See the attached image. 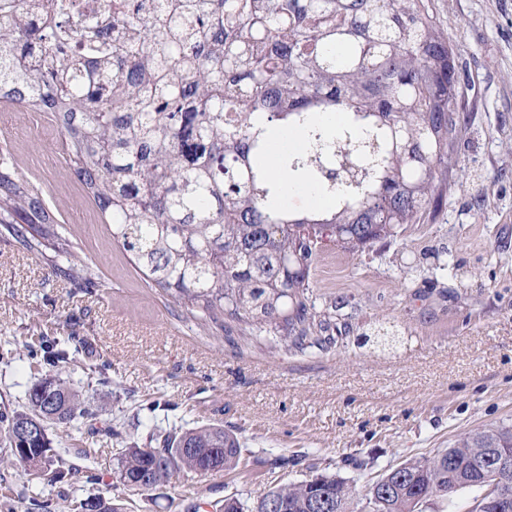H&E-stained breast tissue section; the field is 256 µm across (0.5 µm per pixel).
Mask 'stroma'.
<instances>
[{
  "label": "stroma",
  "mask_w": 512,
  "mask_h": 512,
  "mask_svg": "<svg viewBox=\"0 0 512 512\" xmlns=\"http://www.w3.org/2000/svg\"><path fill=\"white\" fill-rule=\"evenodd\" d=\"M454 46L466 117L452 149L461 165L438 207L396 238L348 253L318 245L311 297L331 317L320 345L277 346L234 322L198 326L112 242L69 169L51 113L7 106L0 145L59 214L97 284L66 279L0 230V408L19 409L48 370L40 340L68 349L71 387L100 414L54 428L69 483L0 469V512H71L88 472L126 512H219L269 487L316 474L358 490L405 460L464 434L512 425V0H433ZM388 327L381 349L363 335ZM221 424L240 439L244 469L192 472L143 494L116 487L117 449L151 430Z\"/></svg>",
  "instance_id": "35a3bbf8"
}]
</instances>
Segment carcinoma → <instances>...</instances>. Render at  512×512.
<instances>
[{"label":"carcinoma","instance_id":"1","mask_svg":"<svg viewBox=\"0 0 512 512\" xmlns=\"http://www.w3.org/2000/svg\"><path fill=\"white\" fill-rule=\"evenodd\" d=\"M453 45L432 0H104L98 21H71L62 0H0V102L53 113L72 174L143 273L204 321L229 318L304 345L326 323L310 300L317 245L355 251L398 236L440 204L463 116ZM345 120L332 127L330 113ZM301 134L282 155L293 182L329 199L309 213L282 204L287 187L266 173L268 128ZM0 227L40 255L51 250L68 279L95 273L59 231L54 213L0 149ZM26 391L21 410L0 411V467L25 465L21 449L48 459L50 482L71 468L50 429L96 416L68 382L69 352ZM34 436L16 423L44 408ZM512 460V426L462 436L430 457L389 469L366 496L379 512H422L418 502L486 489L493 456ZM117 485L142 491L146 474L230 472L240 440L221 424L120 448ZM278 512H356L358 490L317 474L268 489ZM101 512H123L103 493Z\"/></svg>","mask_w":512,"mask_h":512}]
</instances>
